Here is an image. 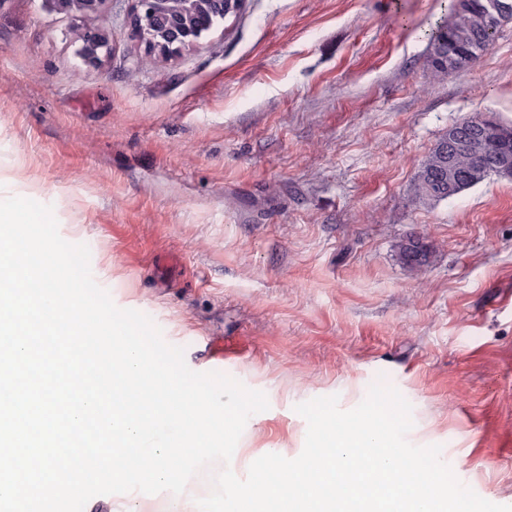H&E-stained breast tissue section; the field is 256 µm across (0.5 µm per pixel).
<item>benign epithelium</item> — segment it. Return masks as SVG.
<instances>
[{"mask_svg": "<svg viewBox=\"0 0 512 512\" xmlns=\"http://www.w3.org/2000/svg\"><path fill=\"white\" fill-rule=\"evenodd\" d=\"M65 11L77 17L95 13L103 0H56ZM130 17L131 35L153 51L167 54L181 47L199 43L202 30L214 15L228 17L236 14L243 0H132ZM76 38L81 42L80 57L90 65L101 59L98 50L108 47L107 37L99 30L78 29ZM502 140L512 139V131L496 126L490 116L477 118L469 131V138L483 142L493 134Z\"/></svg>", "mask_w": 512, "mask_h": 512, "instance_id": "7a95c632", "label": "benign epithelium"}]
</instances>
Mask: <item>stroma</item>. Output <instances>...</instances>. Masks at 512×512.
I'll return each mask as SVG.
<instances>
[{"instance_id": "obj_1", "label": "stroma", "mask_w": 512, "mask_h": 512, "mask_svg": "<svg viewBox=\"0 0 512 512\" xmlns=\"http://www.w3.org/2000/svg\"><path fill=\"white\" fill-rule=\"evenodd\" d=\"M131 9L0 0V179L51 206L95 282L191 370L265 394L240 452L297 457L296 405L348 411L381 381L411 405V444L512 506V177L415 196L449 127L512 124V24L435 81L444 0H245L149 63ZM80 26L109 38L99 66ZM410 238L431 247L422 268ZM224 348L238 359L212 365Z\"/></svg>"}]
</instances>
